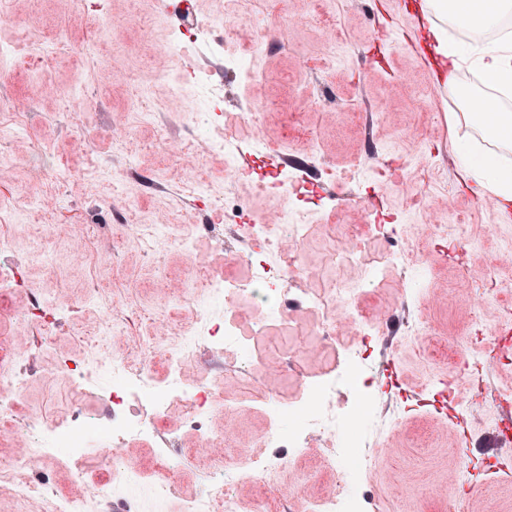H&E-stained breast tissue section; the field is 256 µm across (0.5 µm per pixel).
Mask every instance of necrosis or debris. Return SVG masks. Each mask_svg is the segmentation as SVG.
I'll use <instances>...</instances> for the list:
<instances>
[{"label":"necrosis or debris","instance_id":"4bbe7bcc","mask_svg":"<svg viewBox=\"0 0 512 512\" xmlns=\"http://www.w3.org/2000/svg\"><path fill=\"white\" fill-rule=\"evenodd\" d=\"M237 21L236 15L222 10L196 19L189 42L194 45L206 41L211 57L210 63L197 68L199 85L210 89L221 83L224 42ZM234 124L228 122L220 128L209 117H202L183 144L187 151L194 144L204 143L211 151L223 153L232 164L227 179L231 185L240 175L236 162L241 149ZM208 217L216 247L232 241L239 262L248 266L250 272L240 278L207 280L208 299L204 302L197 299L195 280H188L181 297L191 302L205 322H212L216 311H223V334L203 339L181 329L171 344L146 345L143 357L102 363L101 372L112 379L114 399L120 403L128 399L140 401L142 412L130 416L114 413L111 426L99 432L82 433L71 421L44 414L29 417L27 428L36 435L39 445L12 467L15 492L21 503L47 499L52 512H86L87 502L101 497L106 489L105 482L91 477L85 465L91 447L99 439L115 448L132 439L149 442L157 450L160 466L148 482V494L157 501L173 496L176 486L171 473L177 462L169 451L171 434L160 422L173 409H181L190 429L200 437L202 447L215 446L216 441L205 425V414L220 396L204 383L185 385L181 371L186 361L221 350L231 355L224 372L240 381L242 403L263 408L270 418L266 443L277 448L316 445L325 449V461L336 472L337 490L299 502L298 512H363L359 499L352 493V485L371 465L373 448L391 432L392 419L378 411L375 400L356 390L366 370L367 342L382 333L380 322L362 308L361 296L366 288L377 286L395 271L407 288L408 298L421 302L434 287L429 265L422 262L418 251L410 249L397 225L351 226L345 231V245L337 252L336 263L353 270L355 280L339 279L323 289L308 288L303 284L300 260L301 246L308 236L304 213L282 207L272 218L247 220L240 205L228 195L223 202H211ZM259 297L265 298V306L259 307L249 326H242L237 314L238 300ZM299 310L320 314L319 334L331 342L334 357L323 373L302 379L299 392L289 405L300 411L301 418L297 425L287 429L280 423L284 407L257 391L248 366L259 358L253 336L270 325L288 322ZM147 356L159 360L160 369L145 365L143 359ZM511 361L512 337L505 333L486 336L477 332L462 337L448 352L450 378L463 376L472 383L469 397L459 406L460 414L494 404L502 423L501 435L507 441L512 440V393L488 385L482 371L485 366ZM58 448L67 449L75 474L85 487L83 497L71 498L29 480V472L41 467ZM280 467V461L264 456L250 458L243 467L225 466L219 485L186 501L183 512H235L232 488L254 475L264 482H273Z\"/></svg>","mask_w":512,"mask_h":512}]
</instances>
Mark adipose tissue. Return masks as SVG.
I'll use <instances>...</instances> for the list:
<instances>
[{
  "label": "adipose tissue",
  "mask_w": 512,
  "mask_h": 512,
  "mask_svg": "<svg viewBox=\"0 0 512 512\" xmlns=\"http://www.w3.org/2000/svg\"><path fill=\"white\" fill-rule=\"evenodd\" d=\"M417 8L427 21V36L436 56V78L448 96L457 93L456 72L462 65L477 69L492 86L512 84V40L462 46L448 39L445 30L434 21L435 15L447 14L450 22L465 28L496 29L512 12V0H455L447 9L445 0H419ZM458 174L470 191L479 197L493 196L498 209L512 212V166L503 163L493 152H474L456 145Z\"/></svg>",
  "instance_id": "obj_1"
}]
</instances>
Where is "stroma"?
Segmentation results:
<instances>
[{
    "instance_id": "stroma-1",
    "label": "stroma",
    "mask_w": 512,
    "mask_h": 512,
    "mask_svg": "<svg viewBox=\"0 0 512 512\" xmlns=\"http://www.w3.org/2000/svg\"><path fill=\"white\" fill-rule=\"evenodd\" d=\"M97 2L98 10L79 11L72 0H10L9 16L0 20V46L24 50L0 80V106L29 115L25 134L0 126V189L11 192L4 205L25 214L23 223L0 226L7 243L0 263L22 269L21 287L0 298V357L28 348L31 297L58 312V326L45 334L37 359L16 367L25 379L26 409L73 416L82 427L106 423L112 415L106 383L86 385L82 400H75L57 378L60 366L130 357L152 339L201 328L190 304L170 306L167 297L190 278L243 274L233 252L216 248L197 229L194 211L182 207L174 184L191 175L207 182L212 196L225 190L223 155L202 144L191 158L179 150L196 120L192 106H202L220 126L237 113L253 112L267 138L285 140L286 177L322 182L323 190L300 199L285 186L267 197L243 177L233 192L258 219L282 206L305 213L309 232L301 255L311 287L326 286L335 273L331 255L343 243L325 219L330 204L340 223L357 225L367 223V204L376 202L382 217L404 225L435 275L434 293L419 308L430 325L425 336L402 335L406 297L398 277L365 298L384 331L374 343L373 391L379 404L390 405L394 420L392 433L374 451L365 491L388 498L395 512H512V480L478 471L485 459L481 442L497 430L496 411L477 410L461 423L438 405L421 406L415 399L419 390L439 391L438 380L448 371L442 349L473 329L472 279L498 282L501 306L512 307V252L505 251L507 237L497 230L492 197H476L460 181L448 146V115L462 107L437 87L432 54L418 35L409 0H254V8L268 9L279 29L270 50L254 61L262 78L242 81L225 72L217 96L192 78L194 56L173 49L180 20L168 12V0ZM88 39L93 53L53 52L57 42L76 47ZM333 40L344 41L345 54L331 55ZM32 56L51 60L40 75L28 69ZM138 87L149 89L157 110L135 126L130 110ZM73 98L83 113L77 125L63 118ZM39 145L63 158L69 179L40 185L33 164ZM422 151L443 176L423 209L410 210L406 197L424 180L412 159ZM129 155L137 175L113 187L112 177ZM354 163L364 173L352 184L326 183L325 170ZM451 208L484 237L483 251L463 255L453 242L434 239L436 219ZM164 220L192 236V254L163 238L152 251L143 250L139 234ZM115 307H153L157 313L131 335L113 331L109 313ZM255 343L263 358L252 371L262 392L276 400L299 388L285 364L288 353L311 374L332 356L318 334L317 315L308 311L271 327ZM183 378L208 382L227 398L240 393L239 381L225 376L220 354L187 363ZM181 421L177 411L166 420L177 435L172 452L181 461L178 494L160 505L129 496L122 474L134 470L146 477L158 464L153 448L131 441L116 449V476L93 512H112L116 502L127 512H182L185 499L219 481L225 465L245 463L252 455L281 458L282 466L274 484L254 477L235 487L237 512H265L276 503L287 510L336 484L334 472L321 464L323 449L266 448L268 417L260 410L211 411L207 423L224 437L218 448L199 447ZM30 449L25 436L0 431V512L18 508L9 471ZM464 480L471 491L459 503L456 486Z\"/></svg>"
}]
</instances>
